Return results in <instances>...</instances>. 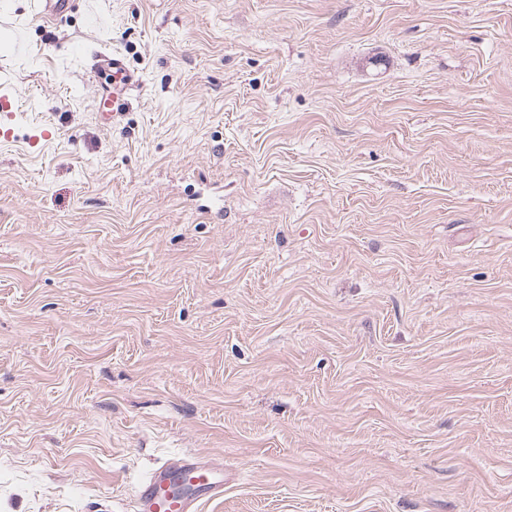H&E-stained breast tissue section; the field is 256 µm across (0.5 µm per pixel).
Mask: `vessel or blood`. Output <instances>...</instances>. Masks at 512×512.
Here are the masks:
<instances>
[{
    "label": "vessel or blood",
    "instance_id": "vessel-or-blood-1",
    "mask_svg": "<svg viewBox=\"0 0 512 512\" xmlns=\"http://www.w3.org/2000/svg\"><path fill=\"white\" fill-rule=\"evenodd\" d=\"M33 7L38 18L47 22L56 21L67 16L73 7V0H34ZM101 61L111 65L113 77L125 89L138 87V79L119 55H105ZM223 495V470L200 464L191 458L155 468L135 491L138 512H201L203 504Z\"/></svg>",
    "mask_w": 512,
    "mask_h": 512
}]
</instances>
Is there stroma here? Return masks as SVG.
Wrapping results in <instances>:
<instances>
[{"label":"stroma","mask_w":512,"mask_h":512,"mask_svg":"<svg viewBox=\"0 0 512 512\" xmlns=\"http://www.w3.org/2000/svg\"><path fill=\"white\" fill-rule=\"evenodd\" d=\"M2 84L0 512H512V0H0ZM73 0H35L33 8L44 21H58L72 10ZM98 60L100 65L101 63L112 65V76L115 78V80H118L123 84V86H117V88H121V90L125 88L128 92L133 88L138 87L140 84L139 80L128 70L125 62L119 55L114 53H112V57L107 55H100ZM139 512H201L202 505L224 497V468L184 458L155 468L136 487Z\"/></svg>","instance_id":"35a3bbf8"}]
</instances>
